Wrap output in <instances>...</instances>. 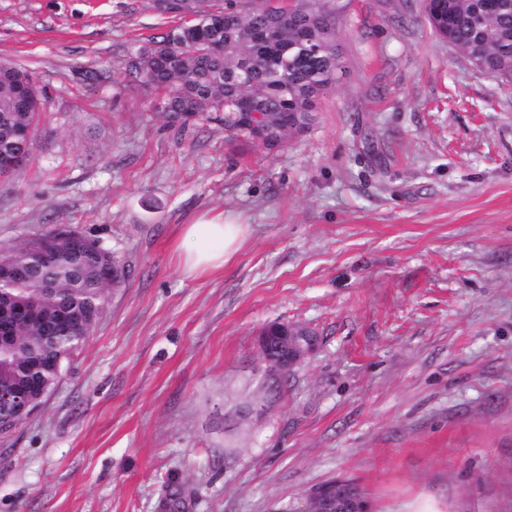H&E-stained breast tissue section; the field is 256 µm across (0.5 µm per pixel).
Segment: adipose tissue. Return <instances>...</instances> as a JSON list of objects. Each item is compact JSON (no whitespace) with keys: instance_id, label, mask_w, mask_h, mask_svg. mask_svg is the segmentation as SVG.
Wrapping results in <instances>:
<instances>
[{"instance_id":"ef3b65f1","label":"adipose tissue","mask_w":512,"mask_h":512,"mask_svg":"<svg viewBox=\"0 0 512 512\" xmlns=\"http://www.w3.org/2000/svg\"><path fill=\"white\" fill-rule=\"evenodd\" d=\"M242 225L216 215L183 228L187 244L182 264L188 274L195 275L223 268L238 251L242 242Z\"/></svg>"}]
</instances>
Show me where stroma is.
<instances>
[{"label":"stroma","instance_id":"stroma-1","mask_svg":"<svg viewBox=\"0 0 512 512\" xmlns=\"http://www.w3.org/2000/svg\"><path fill=\"white\" fill-rule=\"evenodd\" d=\"M341 81L268 147L167 126L123 67L152 0H0V62L40 95L0 180V245L68 224L126 264L55 388L0 437V512H512V81L432 34L424 0H329ZM246 224L186 276L184 225ZM272 322L317 334L270 373ZM316 508H312V505ZM300 512H368L366 501L349 487L333 483L306 494L305 506Z\"/></svg>","mask_w":512,"mask_h":512}]
</instances>
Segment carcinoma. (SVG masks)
Masks as SVG:
<instances>
[{
  "mask_svg": "<svg viewBox=\"0 0 512 512\" xmlns=\"http://www.w3.org/2000/svg\"><path fill=\"white\" fill-rule=\"evenodd\" d=\"M154 6L179 20L132 53L126 70L162 92L156 109L172 127H186L185 114L197 113L274 146L308 124L342 72L336 18L325 0H224L219 8L211 0L173 7L156 0ZM424 12L441 39L480 61L482 70L512 79V0H428ZM205 40L223 50L207 51ZM38 112L32 76L0 62V157L29 155ZM69 234L55 227L0 252L26 267L20 280L0 279V305L29 302L34 313L32 320H14L12 340L0 348V385L53 387L49 361L67 362L85 342L61 329V318L98 320L108 289L125 280V265L98 241L88 238L76 249ZM47 239L55 250L29 264V253Z\"/></svg>",
  "mask_w": 512,
  "mask_h": 512,
  "instance_id": "carcinoma-1",
  "label": "carcinoma"
}]
</instances>
